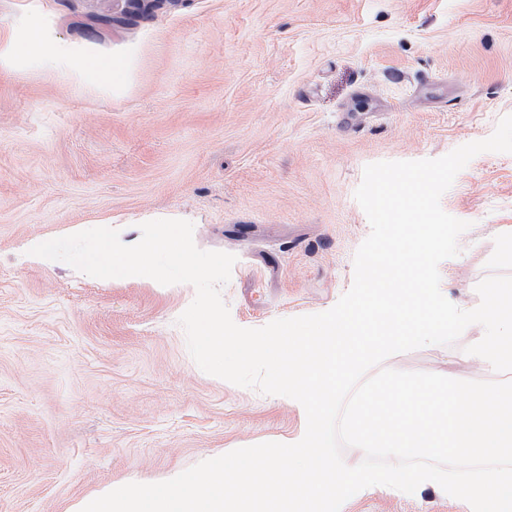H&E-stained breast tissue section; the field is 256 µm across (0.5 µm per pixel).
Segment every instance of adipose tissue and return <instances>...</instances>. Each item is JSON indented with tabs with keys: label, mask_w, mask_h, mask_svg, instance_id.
<instances>
[{
	"label": "adipose tissue",
	"mask_w": 512,
	"mask_h": 512,
	"mask_svg": "<svg viewBox=\"0 0 512 512\" xmlns=\"http://www.w3.org/2000/svg\"><path fill=\"white\" fill-rule=\"evenodd\" d=\"M65 66L82 82L113 92L122 90L131 71L129 58H89L51 38L37 22L21 31L0 35V74L18 73L32 66Z\"/></svg>",
	"instance_id": "1"
}]
</instances>
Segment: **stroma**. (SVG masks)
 I'll return each instance as SVG.
<instances>
[{
	"mask_svg": "<svg viewBox=\"0 0 512 512\" xmlns=\"http://www.w3.org/2000/svg\"><path fill=\"white\" fill-rule=\"evenodd\" d=\"M124 7L0 0V32L35 20L132 62L112 96L62 69L0 75V512H66L106 485L293 442L306 421L287 397L197 366L177 323L192 285L45 268L28 239L187 220L199 249L237 258L222 288L236 325L321 313L350 289L370 233L354 197L364 167L441 157L512 115V0H161L135 22ZM441 206L470 227L440 289L473 307L512 226V153L474 157ZM465 345L384 365L489 380ZM341 512L471 507L431 487L369 489Z\"/></svg>",
	"mask_w": 512,
	"mask_h": 512,
	"instance_id": "1",
	"label": "stroma"
}]
</instances>
